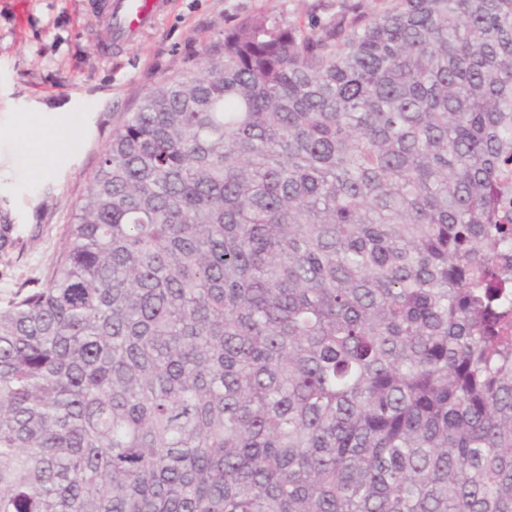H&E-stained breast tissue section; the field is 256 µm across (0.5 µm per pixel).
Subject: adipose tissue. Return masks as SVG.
Returning a JSON list of instances; mask_svg holds the SVG:
<instances>
[{
    "label": "adipose tissue",
    "mask_w": 512,
    "mask_h": 512,
    "mask_svg": "<svg viewBox=\"0 0 512 512\" xmlns=\"http://www.w3.org/2000/svg\"><path fill=\"white\" fill-rule=\"evenodd\" d=\"M20 135L18 151L22 172L41 174L57 164L74 147L80 128L66 112H40L29 116Z\"/></svg>",
    "instance_id": "adipose-tissue-1"
}]
</instances>
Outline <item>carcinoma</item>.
<instances>
[{
  "label": "carcinoma",
  "instance_id": "carcinoma-1",
  "mask_svg": "<svg viewBox=\"0 0 512 512\" xmlns=\"http://www.w3.org/2000/svg\"><path fill=\"white\" fill-rule=\"evenodd\" d=\"M385 2L113 130L0 309V512H512V0Z\"/></svg>",
  "mask_w": 512,
  "mask_h": 512
}]
</instances>
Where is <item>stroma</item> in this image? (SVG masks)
<instances>
[{
    "label": "stroma",
    "mask_w": 512,
    "mask_h": 512,
    "mask_svg": "<svg viewBox=\"0 0 512 512\" xmlns=\"http://www.w3.org/2000/svg\"><path fill=\"white\" fill-rule=\"evenodd\" d=\"M94 0H0V307L45 283L90 174L140 95L240 20L264 15L304 28L331 25L356 0H170L155 24L104 56ZM79 117L77 145L47 172L12 175L23 116Z\"/></svg>",
    "instance_id": "1"
}]
</instances>
